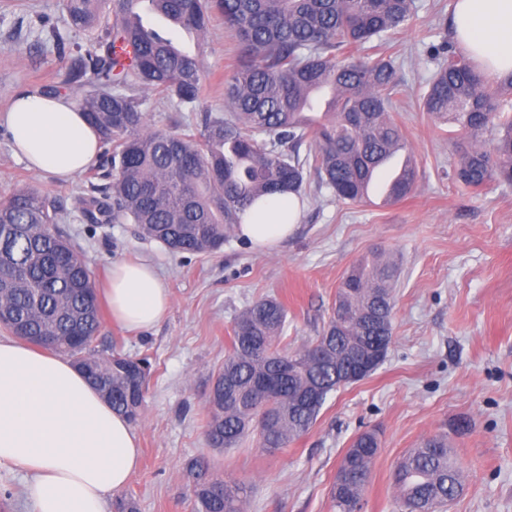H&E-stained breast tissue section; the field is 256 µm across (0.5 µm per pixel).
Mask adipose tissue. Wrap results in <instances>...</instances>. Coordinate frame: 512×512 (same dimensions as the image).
I'll return each instance as SVG.
<instances>
[{
	"label": "adipose tissue",
	"instance_id": "1",
	"mask_svg": "<svg viewBox=\"0 0 512 512\" xmlns=\"http://www.w3.org/2000/svg\"><path fill=\"white\" fill-rule=\"evenodd\" d=\"M453 34L485 76L512 75V0H455ZM0 120L15 155L59 181L99 155L96 130L67 96L19 95ZM300 215L295 195L267 196L245 211L236 231L268 249L288 237ZM106 294L113 319L132 329L156 325L170 307L166 282L147 262L113 265ZM139 462L132 424L70 361L0 339V466L28 473L31 512H108Z\"/></svg>",
	"mask_w": 512,
	"mask_h": 512
}]
</instances>
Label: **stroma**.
I'll list each match as a JSON object with an SVG mask.
<instances>
[{
	"mask_svg": "<svg viewBox=\"0 0 512 512\" xmlns=\"http://www.w3.org/2000/svg\"><path fill=\"white\" fill-rule=\"evenodd\" d=\"M452 8L453 0H415L413 18L383 38L379 51L397 66L394 117L417 160L415 191L387 208L348 205L309 179L297 228L270 250L235 234L212 254H173L138 237L131 223L89 232L73 197L93 181V170L66 183L32 172L0 124V195L33 185L54 201L96 284L115 262L145 260L169 285V312L153 328L125 329L108 308L100 310L103 345L152 364L135 427L141 463L122 491L136 512H193L184 465L199 457L218 475L249 485L247 512H334L340 462L370 429L380 448L363 512H400L394 469L438 435L447 436L463 474L462 491L442 512H512V184L493 179L473 189L449 177L460 134L421 108L436 70L430 48L454 40ZM54 29L66 31L64 49L54 45ZM86 43L85 33L67 30L61 0H0V112L16 95L55 84L61 52ZM236 63L234 41L215 18L202 107L223 108L224 76ZM374 250L400 266L385 361L330 394L313 427L287 448L269 453L252 437L230 450L208 447L207 395L237 317L260 298H276L287 309L281 348L310 342L327 323L346 272Z\"/></svg>",
	"mask_w": 512,
	"mask_h": 512,
	"instance_id": "1",
	"label": "stroma"
}]
</instances>
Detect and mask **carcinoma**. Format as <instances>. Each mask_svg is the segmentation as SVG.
<instances>
[{"label": "carcinoma", "mask_w": 512, "mask_h": 512, "mask_svg": "<svg viewBox=\"0 0 512 512\" xmlns=\"http://www.w3.org/2000/svg\"><path fill=\"white\" fill-rule=\"evenodd\" d=\"M71 29L90 37L69 57L56 89L89 81L79 109L100 136L96 168L105 185L76 198L92 228L131 222L172 253L216 252L239 215L276 192L302 196L314 174L344 203L367 199L381 161L405 151L412 163L394 201L419 172L393 118L400 83L393 61L353 59L346 50L397 33L412 0H63ZM235 39L242 64L224 78V109H207L193 134L149 129L150 99L194 112L204 90L205 36L214 13ZM196 36L197 51L179 47ZM435 74L423 110L458 127L455 178L477 189L512 183V75L490 81L450 45L433 50ZM327 89L331 111L313 115ZM491 142L493 148L484 147ZM305 154H300L303 145ZM62 210L34 186L0 197V325L13 336L72 359L112 410L136 424L151 375L148 357L99 349L100 309L92 271L73 259ZM395 260L374 255L351 267L327 323L304 347H279L287 311L274 298L235 321L231 347L207 400L209 447L235 448L253 435L269 452L307 433L355 353L373 357L392 342ZM271 420L256 423L259 410ZM379 440L348 448L331 498L335 512L362 504ZM194 512H244L247 486L215 475L208 461L185 466ZM403 512H440L460 492L448 439H425L394 472Z\"/></svg>", "instance_id": "carcinoma-1"}]
</instances>
